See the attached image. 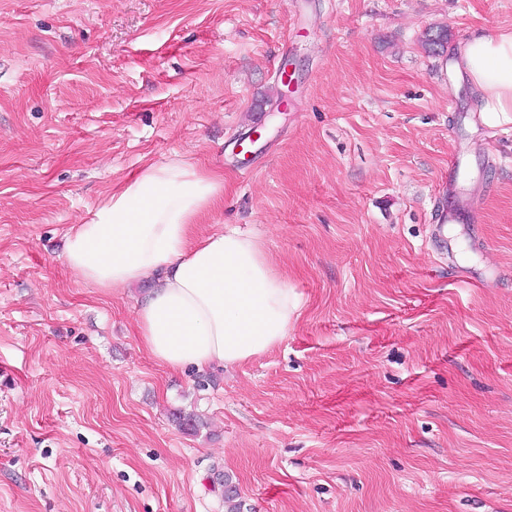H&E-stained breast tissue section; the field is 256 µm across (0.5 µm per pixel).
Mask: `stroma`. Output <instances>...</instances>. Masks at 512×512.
Instances as JSON below:
<instances>
[{"instance_id":"1","label":"stroma","mask_w":512,"mask_h":512,"mask_svg":"<svg viewBox=\"0 0 512 512\" xmlns=\"http://www.w3.org/2000/svg\"><path fill=\"white\" fill-rule=\"evenodd\" d=\"M511 28L512 0H0V512H225L223 472L241 512H512V124L452 70ZM180 158L224 171L202 232L251 230L300 299L230 369L158 364L144 285L62 258Z\"/></svg>"}]
</instances>
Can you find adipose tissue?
<instances>
[{
  "mask_svg": "<svg viewBox=\"0 0 512 512\" xmlns=\"http://www.w3.org/2000/svg\"><path fill=\"white\" fill-rule=\"evenodd\" d=\"M456 72L484 124L512 123V31L460 43ZM223 195V171L186 160L151 165L65 235L66 265L102 292L148 282L140 344L172 370L258 356L287 336L299 309L256 238L234 227L197 234Z\"/></svg>",
  "mask_w": 512,
  "mask_h": 512,
  "instance_id": "1",
  "label": "adipose tissue"
}]
</instances>
